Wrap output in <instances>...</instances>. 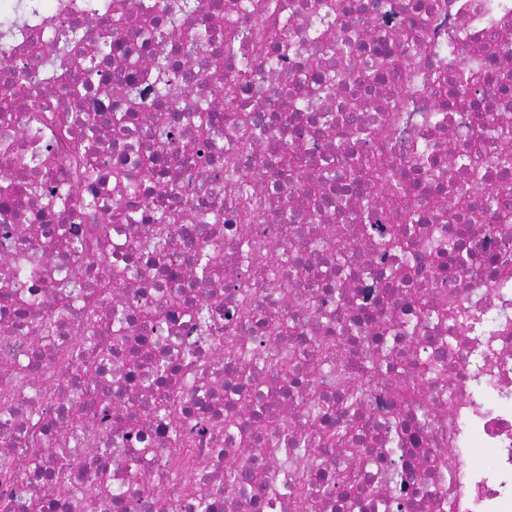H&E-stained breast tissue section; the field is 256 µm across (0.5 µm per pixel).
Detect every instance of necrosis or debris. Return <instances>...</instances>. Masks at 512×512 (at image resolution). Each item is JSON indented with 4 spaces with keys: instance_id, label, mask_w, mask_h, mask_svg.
I'll return each instance as SVG.
<instances>
[{
    "instance_id": "1",
    "label": "necrosis or debris",
    "mask_w": 512,
    "mask_h": 512,
    "mask_svg": "<svg viewBox=\"0 0 512 512\" xmlns=\"http://www.w3.org/2000/svg\"><path fill=\"white\" fill-rule=\"evenodd\" d=\"M0 0V94L9 108L0 117V268L37 260L34 274L0 289V506L48 503L47 512H72L76 495L98 490L91 512H198L187 484L221 487L213 512H512V224L486 208L448 216V187L471 180L454 156H474L483 170V194L512 202V169L500 171L476 144L504 145L512 128V0ZM419 25L408 27L411 16ZM87 38L71 47L69 74L82 83L87 65L97 75L81 96L25 80L39 53L69 28ZM205 32L190 43L189 32ZM110 42L108 58L92 60ZM186 77L178 103L158 109L156 84L147 73L160 58ZM233 68L238 79L224 82ZM477 69L492 78L485 97L495 121L481 112H452L453 79ZM444 72L443 93L425 79ZM306 73L303 90L286 98L284 76ZM364 78L369 92L351 80ZM140 110L123 130L99 116ZM356 101L359 124L381 128L384 139L357 138L337 118ZM228 115L218 149L204 144L184 120L202 102ZM163 112L174 144H163L151 120ZM269 129L278 152L253 141L233 117ZM102 149L94 174H79L80 148ZM432 165L411 169L417 145ZM155 154L159 175L143 182L128 167L132 155ZM384 154L395 179L419 187L414 233L400 246L381 245L378 186L364 196L342 192L321 178L302 188L291 182L280 156L322 170L348 154ZM178 193H171V184ZM67 188L75 209L51 208L44 191ZM177 215L159 228L157 209ZM342 230L339 243L319 246L322 224ZM112 228V248L100 255L99 225ZM164 233L165 249L153 261L141 243ZM456 240L472 255L467 267L430 252L435 236ZM263 241L274 256L268 271L251 265L244 240ZM214 247L218 272L206 287L191 279L190 259L203 244ZM124 286L103 293L101 306H125L130 341L125 350L90 369L71 368V349L84 335L86 296L112 270ZM27 297L37 306L20 310ZM257 319L246 320L243 302ZM203 305L207 327L189 320L187 306ZM55 319L52 338L38 336L42 316ZM350 338L349 351L310 350L296 374L281 379L271 364L230 365L220 336L244 337L253 356L274 348H301L305 336ZM387 336L391 349L370 345ZM193 349V366L177 384L159 383L138 351L168 359ZM386 355L370 370L369 355ZM444 371L427 375L430 359ZM427 376L426 420L398 419L399 389ZM363 397L354 420L339 406L349 381ZM83 406L82 420L72 416ZM262 414L296 447L283 463L270 437L256 441L258 475L228 483L227 467L244 458L231 420ZM347 429L348 439L316 457L304 439L322 430ZM402 446L390 452L394 436ZM38 448L46 470H28L24 452ZM493 461L471 463L475 449ZM74 462V479L62 490L46 471L62 457ZM311 479L362 477L348 486V501L322 496L315 505L292 494L298 474Z\"/></svg>"
}]
</instances>
